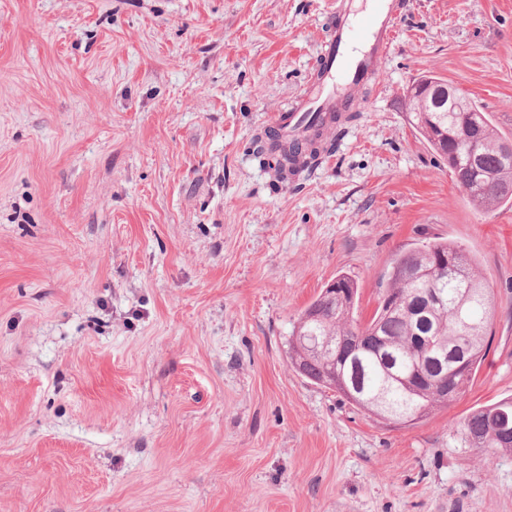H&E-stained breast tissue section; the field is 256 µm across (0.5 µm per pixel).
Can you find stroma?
Wrapping results in <instances>:
<instances>
[{
  "label": "stroma",
  "instance_id": "stroma-1",
  "mask_svg": "<svg viewBox=\"0 0 512 512\" xmlns=\"http://www.w3.org/2000/svg\"><path fill=\"white\" fill-rule=\"evenodd\" d=\"M333 0H0V512H512V207H470L405 105L439 78L512 139V0H408L332 156L272 190L249 144ZM451 240L496 297L469 392L388 424L301 376L299 314ZM461 428L471 445L491 449L488 461L498 452L512 453V398L473 409Z\"/></svg>",
  "mask_w": 512,
  "mask_h": 512
}]
</instances>
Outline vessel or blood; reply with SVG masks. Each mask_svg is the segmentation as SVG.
<instances>
[{
    "mask_svg": "<svg viewBox=\"0 0 512 512\" xmlns=\"http://www.w3.org/2000/svg\"><path fill=\"white\" fill-rule=\"evenodd\" d=\"M405 6V0H372L369 10L353 15L346 0H339L320 48L314 79L287 109L268 115L269 127L288 139L316 128L339 127L350 95L375 81L392 46L394 23Z\"/></svg>",
    "mask_w": 512,
    "mask_h": 512,
    "instance_id": "b4317fda",
    "label": "vessel or blood"
}]
</instances>
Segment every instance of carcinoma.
Listing matches in <instances>:
<instances>
[{
  "mask_svg": "<svg viewBox=\"0 0 512 512\" xmlns=\"http://www.w3.org/2000/svg\"><path fill=\"white\" fill-rule=\"evenodd\" d=\"M417 128L436 146L433 137L448 134V149L466 145L477 126L478 166L494 175L483 181L470 168L465 151L448 160V171L468 204L490 212L512 202L501 186L512 183V154L484 112H425L416 100L407 102ZM335 140H279L267 131L251 141L252 154L276 183L296 175L300 159L330 154ZM297 318L288 339L291 363L314 383L328 371L357 381L361 393L349 398L370 415H377L382 398L385 411L423 420L457 400L468 389L489 340L487 327L496 306L474 257L451 241H434L398 255L392 262L378 306L366 322L356 318L359 291L348 276L334 279ZM368 340H352L358 332ZM465 439L477 448L512 453V398L473 409L463 420Z\"/></svg>",
  "mask_w": 512,
  "mask_h": 512,
  "instance_id": "carcinoma-1",
  "label": "carcinoma"
}]
</instances>
